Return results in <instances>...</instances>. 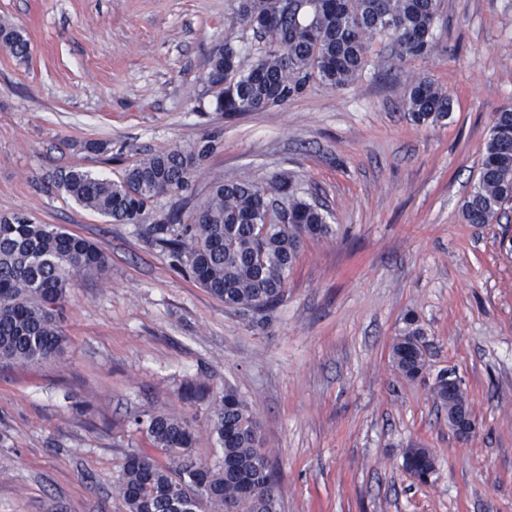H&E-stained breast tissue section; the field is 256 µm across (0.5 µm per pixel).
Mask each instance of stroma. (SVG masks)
Listing matches in <instances>:
<instances>
[{
  "instance_id": "35a3bbf8",
  "label": "stroma",
  "mask_w": 512,
  "mask_h": 512,
  "mask_svg": "<svg viewBox=\"0 0 512 512\" xmlns=\"http://www.w3.org/2000/svg\"><path fill=\"white\" fill-rule=\"evenodd\" d=\"M236 0H0L28 58L0 47V216L24 212L93 242L105 277L77 278L64 304L66 352L0 362V512H125L113 482L150 443L130 420L175 414L217 451L207 402L232 385L258 413L283 512H512V209L468 224L493 118L512 107V0H440L435 47L402 60L375 37L348 87L313 81L288 102L232 117L206 81L218 44L238 41ZM453 102L420 126L412 77ZM103 143L97 154L85 145ZM211 145L187 191L118 224L75 204L53 178L72 167L119 179L145 155ZM292 173L336 235L306 240L283 301L263 316L225 308L152 238L214 183ZM426 332L424 378L390 361L402 318ZM454 369L477 428L456 437L431 399ZM431 449L427 484L405 470ZM437 462L436 457L428 448H408L404 455V467L410 472L424 473L425 470H429ZM418 482L430 481V477L427 475H412Z\"/></svg>"
}]
</instances>
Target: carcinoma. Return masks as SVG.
I'll use <instances>...</instances> for the list:
<instances>
[{
  "instance_id": "cac0c4a2",
  "label": "carcinoma",
  "mask_w": 512,
  "mask_h": 512,
  "mask_svg": "<svg viewBox=\"0 0 512 512\" xmlns=\"http://www.w3.org/2000/svg\"><path fill=\"white\" fill-rule=\"evenodd\" d=\"M437 9L438 0H238L243 44L258 42V55L244 68L241 50L230 44L216 48L207 75L215 111L261 112L288 102L313 80L343 89L369 66L377 34L389 36L402 59L427 55ZM0 44L15 57L29 56L28 40L8 23H0ZM404 101L418 124H436L452 112L448 95L424 79L408 84ZM210 150L197 144L150 154L116 181L73 168L56 184L80 207L136 224L148 203L187 190L192 169ZM511 207L512 109L505 108L494 118L462 217L468 224H497ZM329 219L324 205L289 175L217 183L192 223H181V214L172 210L152 233L225 306L259 314L283 300L304 240L333 235ZM106 268L105 256L87 239L25 213L0 216V360L24 365L63 352L67 338L59 310L68 289L75 278ZM423 335L417 316L406 313L390 361L409 381L427 370ZM431 393L437 407L448 409L446 382L435 381ZM182 396L201 401L209 388L188 383ZM209 406L207 429L219 451L206 463L194 459L196 431L183 418H133L152 453L134 450L121 463L113 491L127 512H281L255 408L229 385ZM435 462L428 448L405 451L409 472L422 474ZM247 484L253 494L244 497Z\"/></svg>"
}]
</instances>
